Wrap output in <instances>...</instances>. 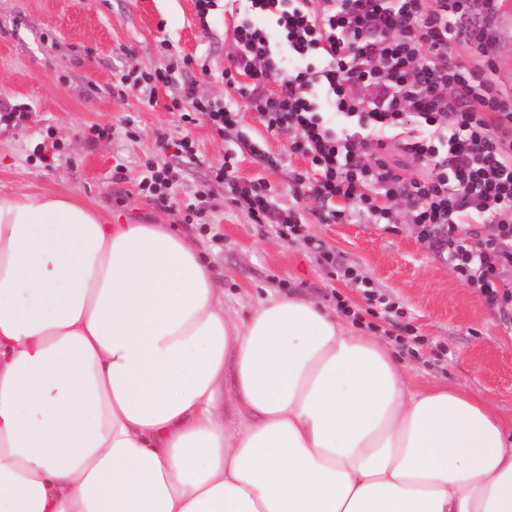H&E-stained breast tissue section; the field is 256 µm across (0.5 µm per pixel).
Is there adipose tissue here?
I'll return each mask as SVG.
<instances>
[{
    "mask_svg": "<svg viewBox=\"0 0 512 512\" xmlns=\"http://www.w3.org/2000/svg\"><path fill=\"white\" fill-rule=\"evenodd\" d=\"M0 512H512V435L313 301L232 316L166 225L3 194Z\"/></svg>",
    "mask_w": 512,
    "mask_h": 512,
    "instance_id": "obj_1",
    "label": "adipose tissue"
}]
</instances>
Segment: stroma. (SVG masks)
<instances>
[{"instance_id":"obj_1","label":"stroma","mask_w":512,"mask_h":512,"mask_svg":"<svg viewBox=\"0 0 512 512\" xmlns=\"http://www.w3.org/2000/svg\"><path fill=\"white\" fill-rule=\"evenodd\" d=\"M171 52L190 59L185 77L201 95L240 111L235 130L220 135L204 123L185 126L169 109L178 85L159 87L152 105L139 91L114 87L115 72L164 67ZM233 52L232 24L223 9L212 11L203 25L195 0H0V108L21 112L20 119L0 123V193L60 192L121 224L175 225L202 254L240 318L271 292L307 296L330 310L332 293H339L362 315L356 331L376 338L410 385L458 389L512 424V310L489 306L434 258L404 213L392 225L350 216L324 224L318 203L304 204L307 231L401 308V316L389 320L371 314L363 296L344 282L329 280L300 244L252 224L225 203L224 186L211 175L225 154H237L239 176L264 178L285 206L293 202V171L309 167L289 154V132L266 130L256 113L244 111L223 76ZM130 117L132 131L125 125ZM98 126L111 128L110 137L94 138ZM162 131L175 140L190 135L197 159L158 153L155 136ZM245 141L254 151L283 156V166L263 169L252 153H240ZM149 160L178 172L179 210L139 195ZM118 163L125 171L116 181L112 168ZM200 200L212 212L208 234L185 223L181 212L182 205ZM407 325L421 339L410 354L394 342Z\"/></svg>"}]
</instances>
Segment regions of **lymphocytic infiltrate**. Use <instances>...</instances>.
Listing matches in <instances>:
<instances>
[{"label": "lymphocytic infiltrate", "mask_w": 512, "mask_h": 512, "mask_svg": "<svg viewBox=\"0 0 512 512\" xmlns=\"http://www.w3.org/2000/svg\"><path fill=\"white\" fill-rule=\"evenodd\" d=\"M235 52L224 77L268 130L292 135L291 153L309 168L295 173L294 206L273 202L263 179L241 180L235 155L212 166L231 205L252 224L303 242L329 277H340L385 313L399 308L373 281L342 265L307 236L300 202L317 201L323 222L342 219L338 200L358 215L390 219L406 206L416 238L498 309L512 308V93L496 79L486 46L490 25L463 28L469 0H238ZM187 63L169 58L154 71L120 72L121 87L154 94L179 83L171 108L217 133L238 111L182 81ZM374 88L371 100L354 87ZM396 145L405 160L385 154ZM413 163L414 176L405 165Z\"/></svg>", "instance_id": "1"}]
</instances>
